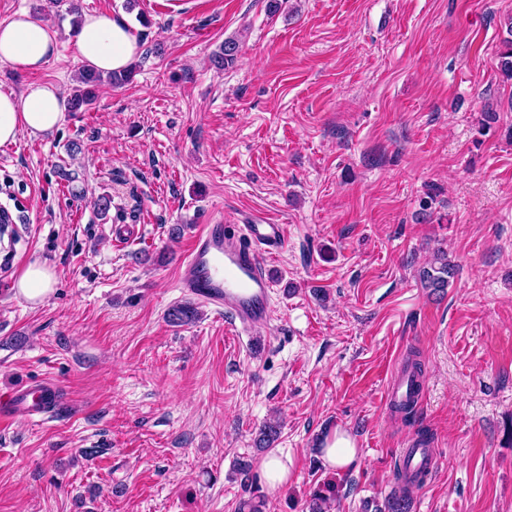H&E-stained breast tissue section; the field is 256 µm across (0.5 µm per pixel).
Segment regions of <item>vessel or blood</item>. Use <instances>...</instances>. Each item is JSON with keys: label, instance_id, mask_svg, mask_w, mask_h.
Here are the masks:
<instances>
[{"label": "vessel or blood", "instance_id": "vessel-or-blood-1", "mask_svg": "<svg viewBox=\"0 0 512 512\" xmlns=\"http://www.w3.org/2000/svg\"><path fill=\"white\" fill-rule=\"evenodd\" d=\"M282 224L251 221L248 224H204L197 228L185 252L188 275L182 286L202 302L224 310L239 334H248L267 322L272 312V276L264 259L287 242ZM423 383L404 373L389 385L386 405L421 395ZM49 382L25 381L0 393V422L39 418L55 397ZM403 470L431 473L437 460L431 449L414 444L401 455Z\"/></svg>", "mask_w": 512, "mask_h": 512}]
</instances>
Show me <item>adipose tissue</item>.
I'll use <instances>...</instances> for the list:
<instances>
[{
    "mask_svg": "<svg viewBox=\"0 0 512 512\" xmlns=\"http://www.w3.org/2000/svg\"><path fill=\"white\" fill-rule=\"evenodd\" d=\"M77 42L80 62L102 72L125 69L137 54L136 37L125 21L104 13L85 15ZM59 52L55 32L27 13L16 14L0 25V61L21 73L44 68ZM64 99L51 84H30L18 94L0 93V144L24 133L38 135L57 125Z\"/></svg>",
    "mask_w": 512,
    "mask_h": 512,
    "instance_id": "1",
    "label": "adipose tissue"
}]
</instances>
